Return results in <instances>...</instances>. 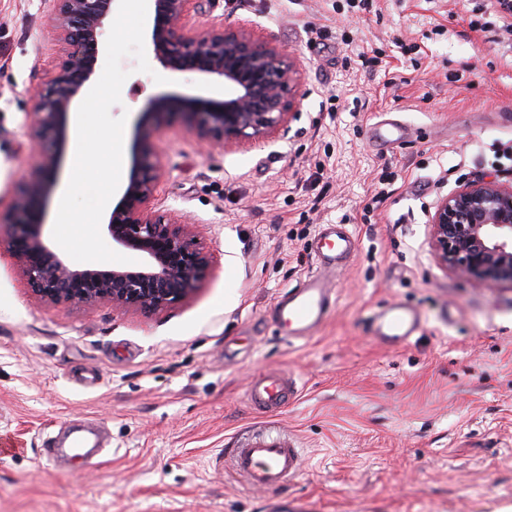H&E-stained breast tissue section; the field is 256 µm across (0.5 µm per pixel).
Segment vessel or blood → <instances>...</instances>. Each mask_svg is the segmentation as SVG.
<instances>
[{
	"label": "vessel or blood",
	"mask_w": 512,
	"mask_h": 512,
	"mask_svg": "<svg viewBox=\"0 0 512 512\" xmlns=\"http://www.w3.org/2000/svg\"><path fill=\"white\" fill-rule=\"evenodd\" d=\"M360 246L356 235L342 224H326L314 238L311 249L320 267L333 270L346 265ZM332 306V288L328 279L311 276L292 288L279 301L275 315L289 337L310 336L328 318ZM377 337L387 342L403 341L419 327L417 313L401 303L388 305L378 316ZM288 377L267 374L249 389L248 397L259 410L274 411L293 394ZM232 472L250 488L273 490L296 476L299 450L291 440L267 433L247 436L241 447L230 449Z\"/></svg>",
	"instance_id": "vessel-or-blood-1"
}]
</instances>
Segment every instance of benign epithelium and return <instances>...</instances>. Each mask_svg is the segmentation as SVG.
<instances>
[{"label":"benign epithelium","instance_id":"obj_1","mask_svg":"<svg viewBox=\"0 0 512 512\" xmlns=\"http://www.w3.org/2000/svg\"><path fill=\"white\" fill-rule=\"evenodd\" d=\"M62 63L47 72L33 92L30 123L53 142L64 143L69 115L88 88L89 52L98 50L106 21L118 0H46ZM200 0H153L147 43L162 67L195 72L234 89L224 98L173 96L165 107L183 111L188 132L199 142L224 148L241 137H265L286 124L298 96V68L288 54L248 28H200ZM58 153L25 173L14 217L0 225V245L12 252L32 294L46 304L71 307L110 305L150 316L192 297L211 269V252L196 223L156 208L165 172L148 152L135 155L120 204L107 229L112 241L140 251L137 269H102L76 264L58 254L43 233L42 215L56 188ZM429 244L438 265L494 285L512 283V187L473 182L438 201Z\"/></svg>","mask_w":512,"mask_h":512}]
</instances>
